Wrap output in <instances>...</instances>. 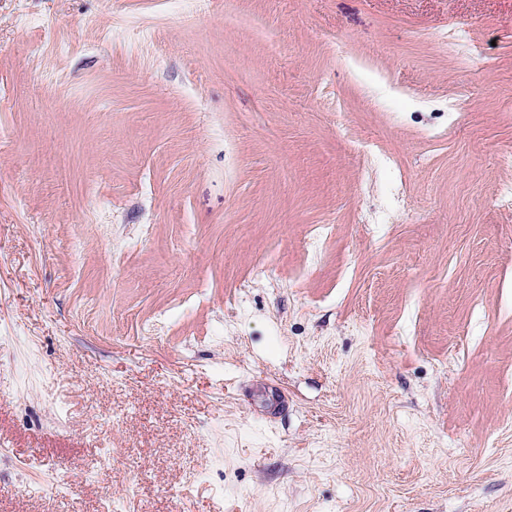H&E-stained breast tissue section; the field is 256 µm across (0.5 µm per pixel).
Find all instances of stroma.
Instances as JSON below:
<instances>
[{
	"instance_id": "35a3bbf8",
	"label": "stroma",
	"mask_w": 512,
	"mask_h": 512,
	"mask_svg": "<svg viewBox=\"0 0 512 512\" xmlns=\"http://www.w3.org/2000/svg\"><path fill=\"white\" fill-rule=\"evenodd\" d=\"M1 90L0 512H512V0H0Z\"/></svg>"
}]
</instances>
